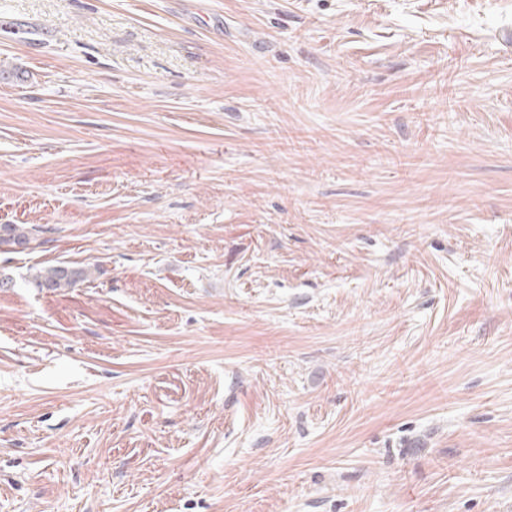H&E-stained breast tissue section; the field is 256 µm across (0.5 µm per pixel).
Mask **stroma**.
Returning <instances> with one entry per match:
<instances>
[{
	"label": "stroma",
	"instance_id": "obj_1",
	"mask_svg": "<svg viewBox=\"0 0 512 512\" xmlns=\"http://www.w3.org/2000/svg\"><path fill=\"white\" fill-rule=\"evenodd\" d=\"M1 224L0 512H512V0H0ZM36 229L27 224H2L0 225V246H24L28 248L35 240ZM92 272L86 267L54 265L39 269L34 275L37 288L59 291L74 287L79 282L90 280Z\"/></svg>",
	"mask_w": 512,
	"mask_h": 512
}]
</instances>
